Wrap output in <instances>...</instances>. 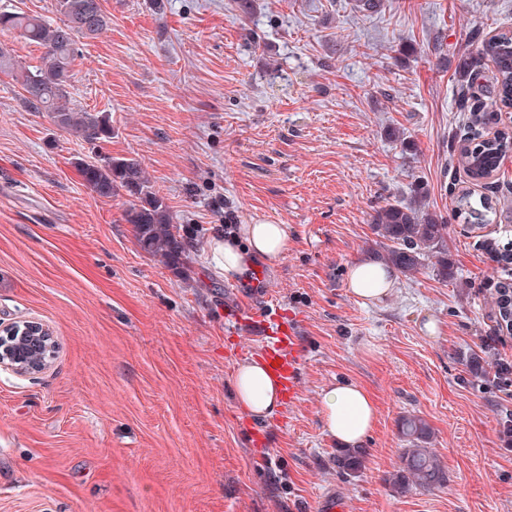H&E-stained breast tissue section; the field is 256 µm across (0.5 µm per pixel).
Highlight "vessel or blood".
Masks as SVG:
<instances>
[{"label": "vessel or blood", "instance_id": "b4317fda", "mask_svg": "<svg viewBox=\"0 0 512 512\" xmlns=\"http://www.w3.org/2000/svg\"><path fill=\"white\" fill-rule=\"evenodd\" d=\"M240 322L255 325L263 341L260 348L264 364L279 380L281 393L287 404L298 399L299 329L290 320L272 315L263 305L247 309H233Z\"/></svg>", "mask_w": 512, "mask_h": 512}]
</instances>
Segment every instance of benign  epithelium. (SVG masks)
Masks as SVG:
<instances>
[{
  "instance_id": "benign-epithelium-1",
  "label": "benign epithelium",
  "mask_w": 512,
  "mask_h": 512,
  "mask_svg": "<svg viewBox=\"0 0 512 512\" xmlns=\"http://www.w3.org/2000/svg\"><path fill=\"white\" fill-rule=\"evenodd\" d=\"M51 331L36 321H0V368L19 375L45 370L55 356Z\"/></svg>"
}]
</instances>
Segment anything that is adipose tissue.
<instances>
[{"instance_id": "obj_1", "label": "adipose tissue", "mask_w": 512, "mask_h": 512, "mask_svg": "<svg viewBox=\"0 0 512 512\" xmlns=\"http://www.w3.org/2000/svg\"><path fill=\"white\" fill-rule=\"evenodd\" d=\"M287 247V225L241 224L214 240L211 261L225 279L246 281L258 261L275 263ZM395 284V271L372 259L355 261L349 269L347 287L366 304L385 302ZM232 383L237 405L252 418H270L279 408L280 385L260 361L240 363ZM321 400L329 436L349 448L361 446L376 416V407L367 391L354 382L336 383L323 390Z\"/></svg>"}]
</instances>
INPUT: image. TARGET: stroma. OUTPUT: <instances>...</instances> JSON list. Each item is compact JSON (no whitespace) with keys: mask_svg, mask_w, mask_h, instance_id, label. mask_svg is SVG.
I'll use <instances>...</instances> for the list:
<instances>
[{"mask_svg":"<svg viewBox=\"0 0 512 512\" xmlns=\"http://www.w3.org/2000/svg\"><path fill=\"white\" fill-rule=\"evenodd\" d=\"M103 0L107 27L79 39L69 92L112 115L92 146L30 109L0 75V320L48 326L44 371L0 370V512H512V362L499 336L501 266L481 238L512 241V209L481 237L453 219L458 190L512 202V159L471 184L451 155L464 138L512 125L470 121L493 62L482 44L512 30V0ZM477 58L480 87L454 70ZM137 159L176 223L203 228L182 270L137 246L126 192L95 193L76 163ZM427 192L448 222V275L432 261L398 273L380 305L347 288L372 256V216ZM229 224H284L288 250L260 264L270 311L301 319L299 401L264 423L265 447L232 395L261 339L225 320L258 302L211 269ZM435 323L429 334L426 323ZM351 381L378 414L357 476L321 415V392ZM419 416L447 483L394 486Z\"/></svg>","mask_w":512,"mask_h":512,"instance_id":"stroma-1","label":"stroma"}]
</instances>
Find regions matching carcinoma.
<instances>
[{"label":"carcinoma","instance_id":"obj_1","mask_svg":"<svg viewBox=\"0 0 512 512\" xmlns=\"http://www.w3.org/2000/svg\"><path fill=\"white\" fill-rule=\"evenodd\" d=\"M59 20L43 15L27 14L0 8V31H17L24 38L45 49L44 65L24 67L9 50L0 47V73L9 74L25 92V102L36 112H44L58 127L75 137L97 144L112 138V116L91 112L70 99L69 81L78 39L94 37L107 26L102 0H54ZM482 53L495 59L497 70L492 91L482 103L486 110L504 107L512 102V31H505L482 46ZM457 83L468 89L476 79L469 59L459 60ZM512 148V131L503 130L489 139L475 135L459 148L457 163L473 180L483 178L487 170L495 171L501 149ZM84 181L98 195L110 197L125 191L132 200L125 211V221L132 226L139 248L158 257L167 265L184 263L194 244L198 230L174 223L165 198L158 194L141 163L132 158L97 155L91 161L79 162ZM426 191H414L407 202H389L376 210L373 231L379 238L382 259L400 272H412L423 266L425 258L443 249L448 225L437 214L429 212L424 200ZM501 201L491 197H475L463 191L454 199V217L471 231L493 223L500 212ZM502 322L512 323V282L498 285L496 299ZM402 433L410 447L401 457L403 482L421 489L444 485L448 476L437 454L427 447L428 425L419 417L406 416ZM363 450L348 448L336 455V466L351 473L362 465Z\"/></svg>","mask_w":512,"mask_h":512}]
</instances>
